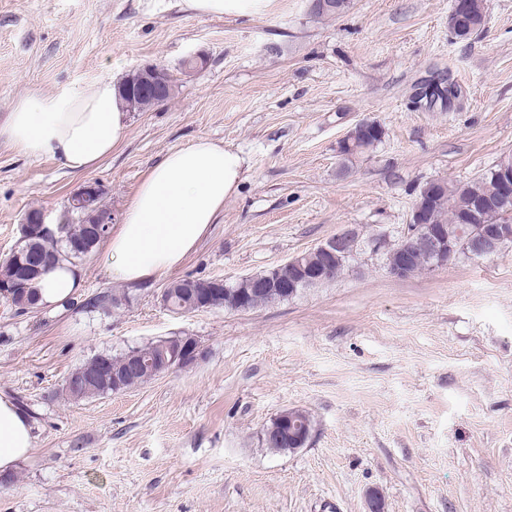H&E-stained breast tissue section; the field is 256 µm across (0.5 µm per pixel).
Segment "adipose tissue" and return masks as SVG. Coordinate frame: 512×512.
Here are the masks:
<instances>
[{
	"label": "adipose tissue",
	"instance_id": "1",
	"mask_svg": "<svg viewBox=\"0 0 512 512\" xmlns=\"http://www.w3.org/2000/svg\"><path fill=\"white\" fill-rule=\"evenodd\" d=\"M128 130L116 83L98 79L74 93L21 100L0 123V139L29 156H48L70 172L83 173L109 156ZM242 179V158L209 139L167 151L112 229L103 260L113 278L137 284L178 268ZM79 284L78 269L60 264L41 283V306H63ZM32 448L28 418L0 395V472H11Z\"/></svg>",
	"mask_w": 512,
	"mask_h": 512
}]
</instances>
